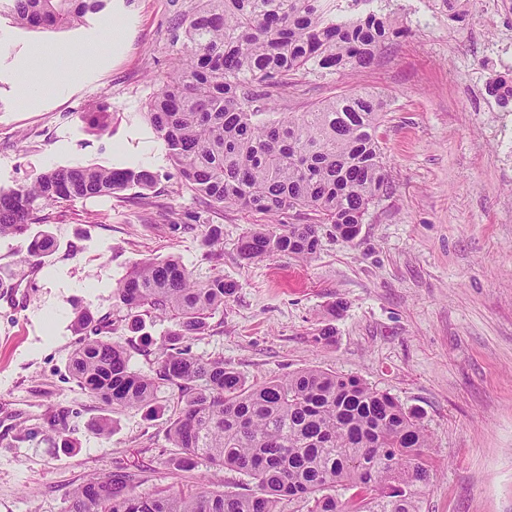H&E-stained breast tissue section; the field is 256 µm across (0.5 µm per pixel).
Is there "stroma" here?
<instances>
[{"instance_id":"1","label":"stroma","mask_w":512,"mask_h":512,"mask_svg":"<svg viewBox=\"0 0 512 512\" xmlns=\"http://www.w3.org/2000/svg\"><path fill=\"white\" fill-rule=\"evenodd\" d=\"M193 2L108 0L85 25L50 33L16 26L0 0V187L52 167L157 175L144 194L44 207L30 231L50 233L55 248L39 267L24 260L26 237H0V512H65L70 490L119 469L140 473L142 495L202 476L218 491L251 492L245 476L205 462L175 468L180 451L166 427L177 390L162 387L150 414L115 410L69 374L78 305L111 323L133 370L153 372L173 323L144 311L132 329L114 290L137 263L171 255L199 277L220 272L237 285L192 342L194 355L223 359L251 384L307 367L359 376L417 411L432 437L420 512H512V164L495 139L512 99L487 92L496 78L512 79L488 56L495 41L512 51V10L467 0L456 23L448 0H429L422 27L410 0H388L404 34L370 67L313 72L288 87L284 112L361 88L385 95L389 189L354 241L327 232L309 262L257 263L241 258L237 242L263 216L180 188L143 118L179 50L174 20ZM38 45L65 77L28 104L19 80ZM215 225L218 260L206 244ZM327 326L330 339L319 340ZM102 418L110 435L90 429ZM60 423L68 441L54 435Z\"/></svg>"}]
</instances>
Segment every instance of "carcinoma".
Wrapping results in <instances>:
<instances>
[{
  "mask_svg": "<svg viewBox=\"0 0 512 512\" xmlns=\"http://www.w3.org/2000/svg\"><path fill=\"white\" fill-rule=\"evenodd\" d=\"M17 26L74 29L107 0H10ZM402 30L375 10L348 18L339 0H196L173 27L181 54L143 116L163 141L182 185L219 208L238 207L271 219L243 234L248 261L279 255L313 258L319 228L351 242L369 208L387 191L380 141L383 94L362 88L280 112L293 76L333 74L369 65ZM148 169L48 168L30 183L0 188V237L28 233L46 206L150 190ZM312 215L290 224V211ZM47 233L32 236L26 261L54 250ZM236 285L196 278L174 256L132 268L115 289L130 312L174 321L152 375L134 371L122 343L101 320L75 308L80 336L69 371L91 396L114 408H147L158 390L177 388L183 406L167 438L182 451L177 469L198 458L254 484L250 494L218 492L198 479L187 490L134 492L135 471L93 476L68 494L66 512H420L430 482L431 438L394 396L354 375L304 368L247 384L224 360H204L185 343L205 334Z\"/></svg>",
  "mask_w": 512,
  "mask_h": 512,
  "instance_id": "obj_1",
  "label": "carcinoma"
}]
</instances>
